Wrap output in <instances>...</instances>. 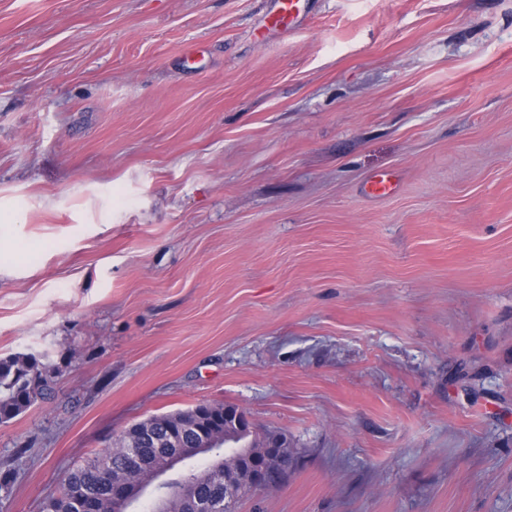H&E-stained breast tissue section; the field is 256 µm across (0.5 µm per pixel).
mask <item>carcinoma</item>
<instances>
[{
	"label": "carcinoma",
	"instance_id": "1",
	"mask_svg": "<svg viewBox=\"0 0 512 512\" xmlns=\"http://www.w3.org/2000/svg\"><path fill=\"white\" fill-rule=\"evenodd\" d=\"M41 365L29 354L0 358V424L21 415L51 390L52 379L43 374ZM223 411L224 405L211 404L202 416L192 407L150 417L149 432L139 434L134 430L128 439L112 442L68 472L59 495L45 499L40 512H127L113 499V485L138 487V494L132 497L137 500L156 476L185 460L182 449L192 447L197 427L209 420L211 413ZM275 435V431L253 430L244 442L248 450L260 454ZM209 436L215 445L213 459L161 483L164 492L158 497V512H235V504L224 505V468L237 472L245 491L251 470L240 449L226 450L225 444L233 445L235 441H224V426H215ZM285 451L287 460L271 477L278 484L284 482L297 461L293 449L287 447Z\"/></svg>",
	"mask_w": 512,
	"mask_h": 512
}]
</instances>
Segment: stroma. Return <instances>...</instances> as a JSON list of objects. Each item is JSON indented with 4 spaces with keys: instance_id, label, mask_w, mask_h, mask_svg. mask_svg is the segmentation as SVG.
<instances>
[{
    "instance_id": "1",
    "label": "stroma",
    "mask_w": 512,
    "mask_h": 512,
    "mask_svg": "<svg viewBox=\"0 0 512 512\" xmlns=\"http://www.w3.org/2000/svg\"><path fill=\"white\" fill-rule=\"evenodd\" d=\"M306 4L0 0V512L199 403L297 454L237 512H512V0ZM277 9L266 19L268 28L291 29L300 20L303 0H276ZM43 365L34 355L14 354L0 358V424L15 419L52 388Z\"/></svg>"
}]
</instances>
